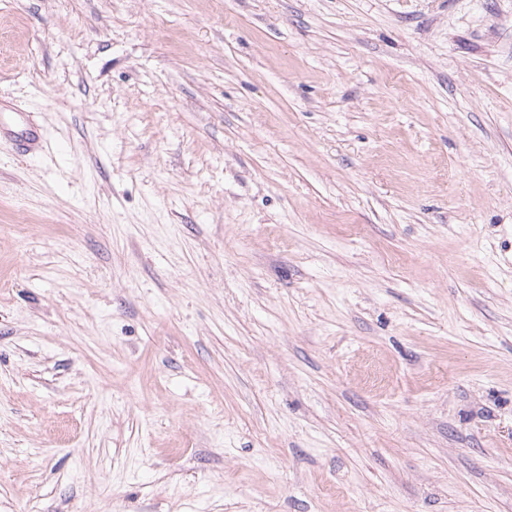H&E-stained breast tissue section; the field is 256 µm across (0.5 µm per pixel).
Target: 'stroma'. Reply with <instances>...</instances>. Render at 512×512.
Here are the masks:
<instances>
[{"label":"stroma","mask_w":512,"mask_h":512,"mask_svg":"<svg viewBox=\"0 0 512 512\" xmlns=\"http://www.w3.org/2000/svg\"><path fill=\"white\" fill-rule=\"evenodd\" d=\"M0 98V512H512V0H0Z\"/></svg>","instance_id":"obj_1"}]
</instances>
